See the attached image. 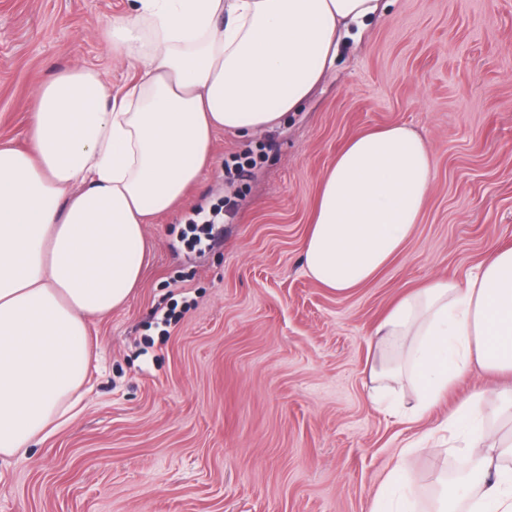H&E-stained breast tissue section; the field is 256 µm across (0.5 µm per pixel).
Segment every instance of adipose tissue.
<instances>
[{"label":"adipose tissue","mask_w":512,"mask_h":512,"mask_svg":"<svg viewBox=\"0 0 512 512\" xmlns=\"http://www.w3.org/2000/svg\"><path fill=\"white\" fill-rule=\"evenodd\" d=\"M380 0H131L104 36L134 74L113 96L75 66L35 90L25 143L0 141V457L76 415L95 345L90 325L123 309L148 261L146 225L183 206L216 164L217 133L245 136L297 112L351 29ZM432 156L403 124L351 137L320 181L303 263L348 292L370 282L419 224ZM397 350L424 415L472 368L512 375V248L466 281L401 298L376 328ZM485 393L445 421L472 468L452 493L466 512H512V433H484Z\"/></svg>","instance_id":"1"}]
</instances>
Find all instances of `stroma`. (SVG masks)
<instances>
[{
	"mask_svg": "<svg viewBox=\"0 0 512 512\" xmlns=\"http://www.w3.org/2000/svg\"><path fill=\"white\" fill-rule=\"evenodd\" d=\"M126 5L0 0L1 139L22 142L36 86L63 69L122 90L103 27ZM391 123L430 150L433 189L402 252L338 293L303 267L320 180L349 138ZM215 150L188 203L147 225L141 287L94 323L81 413L0 458V512H368L391 474L410 477V512H434L459 461L440 426L506 380L473 371L407 420L418 391L372 378L374 331L403 296L512 248V0H385L300 112Z\"/></svg>",
	"mask_w": 512,
	"mask_h": 512,
	"instance_id": "obj_1",
	"label": "stroma"
}]
</instances>
